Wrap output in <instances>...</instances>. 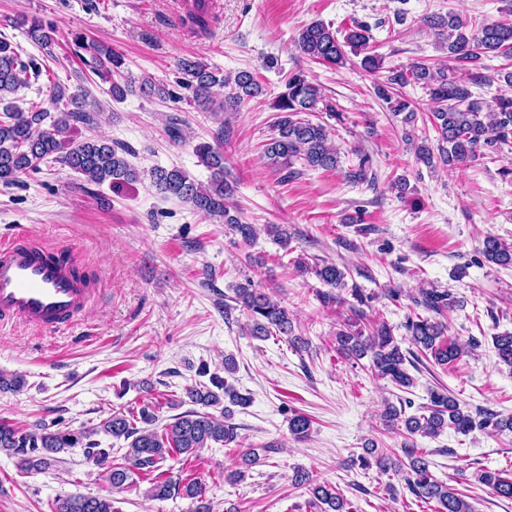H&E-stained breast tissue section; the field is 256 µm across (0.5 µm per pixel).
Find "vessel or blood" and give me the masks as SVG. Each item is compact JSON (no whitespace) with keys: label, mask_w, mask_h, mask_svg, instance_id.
<instances>
[{"label":"vessel or blood","mask_w":512,"mask_h":512,"mask_svg":"<svg viewBox=\"0 0 512 512\" xmlns=\"http://www.w3.org/2000/svg\"><path fill=\"white\" fill-rule=\"evenodd\" d=\"M94 290L58 250L25 234L0 240V324L54 331L88 308Z\"/></svg>","instance_id":"vessel-or-blood-1"}]
</instances>
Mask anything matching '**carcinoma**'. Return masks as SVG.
Masks as SVG:
<instances>
[{
  "label": "carcinoma",
  "instance_id": "1",
  "mask_svg": "<svg viewBox=\"0 0 512 512\" xmlns=\"http://www.w3.org/2000/svg\"><path fill=\"white\" fill-rule=\"evenodd\" d=\"M426 25L435 32L448 53L450 65L436 69L425 64L412 66L409 70H390L386 79L375 85V94L393 115H404L403 122L415 120L416 107L398 88L409 82L420 84L427 89L430 100L429 120L439 134L438 153H433L426 144L417 148V159L433 165L434 156L445 166H461L473 161L483 150L498 151L512 145V96L502 94L488 106L474 97L470 89L489 81L483 73L484 58L504 56L512 58V21L494 22L474 27L462 16L450 10L444 14L431 13L425 18ZM28 37L39 45L45 54L52 55L54 44L53 27L38 18L23 20ZM369 28L357 23L344 30L338 38V30L322 22H313L303 28L296 39L299 50L319 63L329 66L346 64L348 54L361 57L360 64L369 73L382 68V57L368 51ZM77 48L89 53L93 72L103 81L110 83L112 99L124 100L133 92V86L124 80V58L111 47L89 42L78 36L74 40ZM179 74L176 85L191 94L194 104L203 112H210L214 106L224 110L236 108L243 100L264 94L263 85L248 69L224 76L196 57H182L175 63ZM42 64L33 56L23 60L12 44L0 39V185L14 186L19 178L29 172L40 170L44 162H57L86 175L92 182L114 185L135 182L140 173L120 156L112 143L103 138H86L82 141L68 139V133L77 123L90 125L94 118L88 110L96 105L85 88H68L60 83L50 87L49 97L53 105L66 103L68 109L51 113L47 108L22 110L10 100L20 87L39 80ZM231 87L232 93L221 102H216L215 88ZM139 92L147 97L176 100L181 95L168 85L151 78L142 80ZM277 111L274 134L264 145L263 154L268 165L277 169L291 168L297 162L322 170H335L341 156L333 144L326 124L312 122L303 115L323 112L330 118L341 119V110L336 103L325 98L318 86L308 76L298 71L291 74L286 91L279 94L273 103ZM195 153L211 171L206 184L197 182L179 168L157 167L150 172L153 185L165 196L174 197L190 205L193 210L210 218H217L228 224L242 239L256 236L253 224L244 223L238 214L231 212L227 199L232 187L224 179V153L208 142L195 145ZM482 254L496 265L512 266V246L488 236L484 239ZM316 277L333 288H343L345 272L333 263L317 264ZM235 301L246 310L249 334L259 338L293 335V319L288 309L281 306L268 293L253 284L235 289ZM427 310L436 314L449 306L448 295L432 288L425 291L420 301ZM405 328L410 333L412 344L419 351L428 354L440 366H450L460 359L466 348L476 346L471 341L464 345L458 339L447 335L448 327L442 322L416 316L407 320ZM336 351L347 358H372L376 376L387 379L400 388L413 386L414 379L405 364L406 354L394 340L391 329L385 323L375 322L368 332L347 328L336 333ZM494 348L498 358L512 364V333L494 337ZM224 375L212 373L204 365L198 375L208 377V382L196 381L184 389L189 403L202 406L204 410H188L174 421L155 428L158 419L156 406L144 403L137 414L128 416L114 411L104 419L99 428L71 432L50 430L46 425L39 432H21L10 424L0 422V451L16 458L17 467L26 473L45 471L59 462V454L72 448H82L87 458L98 464H108V480L114 489L129 484L134 470L148 475L150 496L158 500L182 498L196 503L194 512H211V504L204 498L202 482L195 479L182 480L161 471V466L178 456L199 457L204 448L211 444L228 446L238 439L236 424L232 423L230 406L245 407L251 397L239 393L228 382V376L237 370L234 358H224ZM25 386L20 374L0 373V392H18ZM229 401L222 415L217 417L205 408ZM388 426L403 422L409 436L436 437L451 427L466 434L475 429L509 430L512 432V416L502 418L494 413L478 411L476 415L465 413L460 404L443 388L430 392V404L425 412L402 417V411L389 406L382 414ZM311 420L304 414L293 411L288 416V432L301 440L310 434ZM115 439L127 441L122 462H110L112 449L101 448L90 439L98 431ZM407 460L394 458L372 442L365 444L364 454L358 457L359 465L368 468L374 464L383 471H393L403 481L405 488L417 499L434 502L435 512H472V505L465 495L447 483L434 477L425 452L408 444L404 446ZM255 451L244 453L239 467L227 474V480L237 482L245 477V469L257 463ZM479 482L490 488L499 497L512 499V473L483 471ZM291 484L310 495V502L321 512H349L348 502L336 487L313 478L308 470L297 467L291 475ZM54 512H114L109 496H86L68 493L55 501Z\"/></svg>",
  "mask_w": 512,
  "mask_h": 512
}]
</instances>
